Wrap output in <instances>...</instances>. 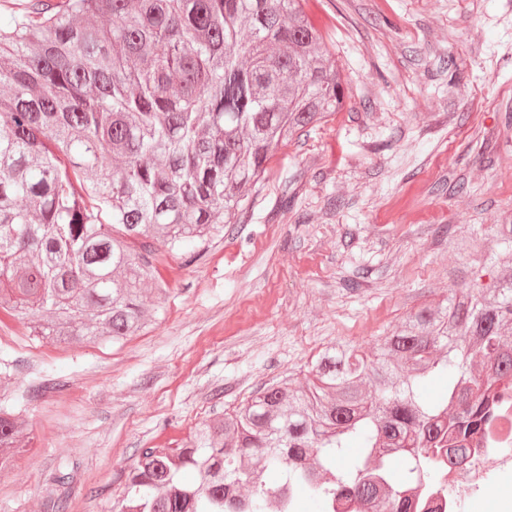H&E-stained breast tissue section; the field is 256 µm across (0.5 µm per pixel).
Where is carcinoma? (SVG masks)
Instances as JSON below:
<instances>
[{
	"instance_id": "carcinoma-1",
	"label": "carcinoma",
	"mask_w": 512,
	"mask_h": 512,
	"mask_svg": "<svg viewBox=\"0 0 512 512\" xmlns=\"http://www.w3.org/2000/svg\"><path fill=\"white\" fill-rule=\"evenodd\" d=\"M309 0H17L0 23V313L38 341L120 343L168 291L164 254L239 224L276 152L344 110L346 79ZM490 269L410 313L366 360L319 355L142 448L114 512H413L412 489L466 465L512 391V224L448 233ZM435 399L422 396L429 379ZM0 403V473L25 453ZM359 452L345 468L338 460Z\"/></svg>"
}]
</instances>
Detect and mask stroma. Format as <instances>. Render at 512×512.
Returning a JSON list of instances; mask_svg holds the SVG:
<instances>
[{
    "label": "stroma",
    "mask_w": 512,
    "mask_h": 512,
    "mask_svg": "<svg viewBox=\"0 0 512 512\" xmlns=\"http://www.w3.org/2000/svg\"><path fill=\"white\" fill-rule=\"evenodd\" d=\"M309 4L346 108L277 151L243 223L167 257L143 332L56 344L0 320V401L44 388L0 512H113L138 449L180 443L273 381L310 385L327 348L374 358L407 314L447 305L461 265L447 229L512 222V0Z\"/></svg>",
    "instance_id": "stroma-1"
}]
</instances>
